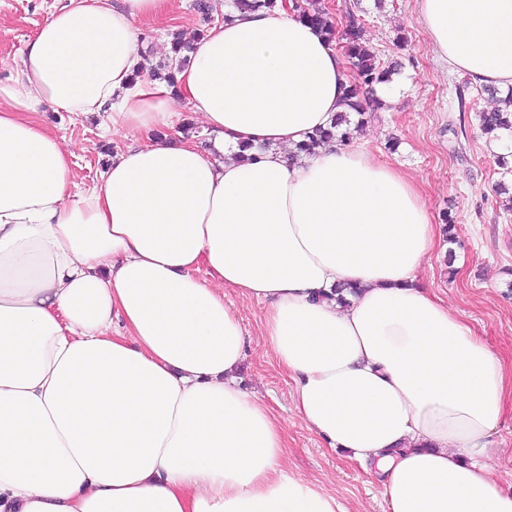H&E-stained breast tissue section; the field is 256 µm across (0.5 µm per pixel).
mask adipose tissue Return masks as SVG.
Here are the masks:
<instances>
[{
  "label": "adipose tissue",
  "instance_id": "obj_1",
  "mask_svg": "<svg viewBox=\"0 0 512 512\" xmlns=\"http://www.w3.org/2000/svg\"><path fill=\"white\" fill-rule=\"evenodd\" d=\"M416 4L450 72L512 88V0ZM170 7L68 0L0 83V512H347L238 382L229 289L264 305L297 414L387 512H512L487 453L512 376L418 282L441 244L420 189L361 135L288 159L344 109L335 45L292 10L238 12L175 96L136 76V23ZM185 102L210 148L170 137ZM44 104L153 138L75 192Z\"/></svg>",
  "mask_w": 512,
  "mask_h": 512
}]
</instances>
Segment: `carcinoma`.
I'll return each instance as SVG.
<instances>
[{
	"label": "carcinoma",
	"instance_id": "carcinoma-1",
	"mask_svg": "<svg viewBox=\"0 0 512 512\" xmlns=\"http://www.w3.org/2000/svg\"><path fill=\"white\" fill-rule=\"evenodd\" d=\"M232 6L239 11H255L262 8L272 11L276 9V0H233ZM299 9L300 15L319 27L329 41H336L338 22L321 0H304ZM345 35L346 58L353 72V79L345 97L347 111L338 113L329 128L317 130L309 137L308 142L299 145V151L306 154L315 152L316 148L332 139L347 142L354 134L363 131L368 119L384 108L383 102L374 95V87L388 81L393 72L400 70L398 63L382 66L376 53L363 38V26L359 16L349 14ZM191 50L192 45L183 42L178 36L174 37L171 57L163 65L162 71L154 72V76L165 81L168 87L178 88L176 73L187 65V52ZM482 91L498 103L494 110L479 114L482 130L488 135L501 130H511L512 89L505 94L490 87H484Z\"/></svg>",
	"mask_w": 512,
	"mask_h": 512
}]
</instances>
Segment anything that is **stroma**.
<instances>
[{"label":"stroma","instance_id":"1","mask_svg":"<svg viewBox=\"0 0 512 512\" xmlns=\"http://www.w3.org/2000/svg\"><path fill=\"white\" fill-rule=\"evenodd\" d=\"M65 0H0V81L22 66L28 42L52 6ZM195 0H172L173 22H139L137 50L148 67L164 64L160 36L194 41L208 23ZM364 27V38L381 63L399 62L411 83L401 106H385L369 123L370 152L419 184L434 223L443 214L455 219L453 245L458 270L449 276L446 260L434 257L421 280L465 320L512 374V211H506L499 185L512 190V168L503 169L480 127L486 105L480 87L462 73L449 72L420 23L414 0H347ZM36 120L62 139L73 153V181L86 188L101 180L116 151L141 144L144 133L129 131L117 141L102 137V114H76L42 105ZM395 150H387L388 139ZM247 335L246 356L238 372L243 387L281 423L292 473L338 491L348 512H384L377 478L346 453L328 448L296 413L287 375L266 355L260 337L264 307L233 298ZM494 475L512 491V398L490 438Z\"/></svg>","mask_w":512,"mask_h":512}]
</instances>
